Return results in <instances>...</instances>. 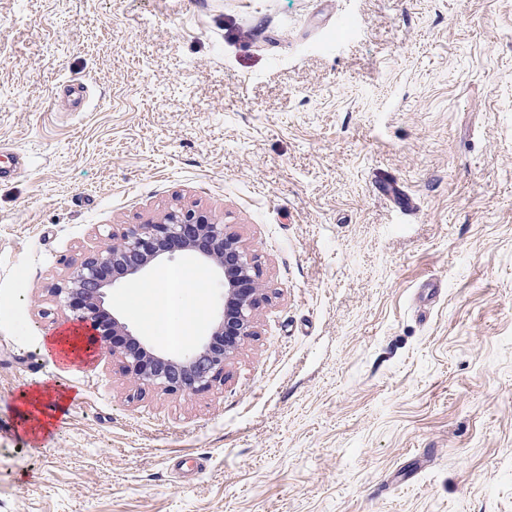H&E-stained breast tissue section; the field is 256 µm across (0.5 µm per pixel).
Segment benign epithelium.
I'll return each mask as SVG.
<instances>
[{
  "label": "benign epithelium",
  "mask_w": 512,
  "mask_h": 512,
  "mask_svg": "<svg viewBox=\"0 0 512 512\" xmlns=\"http://www.w3.org/2000/svg\"><path fill=\"white\" fill-rule=\"evenodd\" d=\"M178 252L208 262L224 280L222 311L184 353L166 355L135 334L108 300L118 283L144 280L156 263ZM53 292L121 360L138 389L181 395L224 383L228 361L255 334V311L265 298L255 257L240 237L223 223L182 208L127 225L110 244L71 266Z\"/></svg>",
  "instance_id": "1"
}]
</instances>
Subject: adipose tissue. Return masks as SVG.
<instances>
[{
  "mask_svg": "<svg viewBox=\"0 0 512 512\" xmlns=\"http://www.w3.org/2000/svg\"><path fill=\"white\" fill-rule=\"evenodd\" d=\"M179 273L168 269H157L150 288L133 295L131 305L141 314L148 329L159 339L170 340L173 332L191 335L193 317L177 302Z\"/></svg>",
  "mask_w": 512,
  "mask_h": 512,
  "instance_id": "ef3b65f1",
  "label": "adipose tissue"
}]
</instances>
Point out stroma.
Listing matches in <instances>:
<instances>
[{
	"instance_id": "1",
	"label": "stroma",
	"mask_w": 512,
	"mask_h": 512,
	"mask_svg": "<svg viewBox=\"0 0 512 512\" xmlns=\"http://www.w3.org/2000/svg\"><path fill=\"white\" fill-rule=\"evenodd\" d=\"M0 165V512H512V0H0ZM171 207L268 295L223 384L53 365L68 263ZM21 398L26 406L31 408L28 410V413L24 415V418L30 420L33 423V427H38L39 429L46 428L47 421H45L43 411L41 410L43 394L38 390L22 392Z\"/></svg>"
}]
</instances>
